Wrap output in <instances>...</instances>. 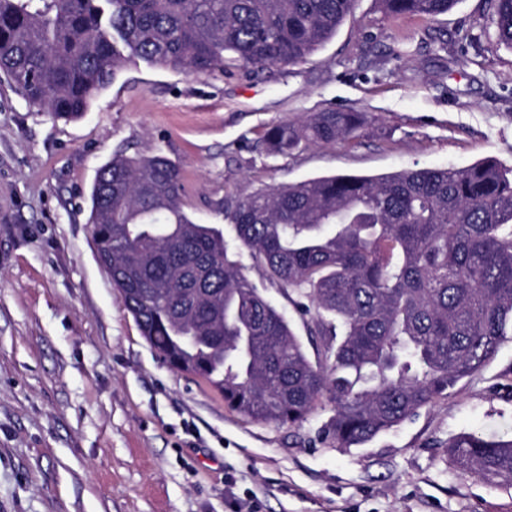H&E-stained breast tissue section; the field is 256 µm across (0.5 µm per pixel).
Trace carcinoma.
<instances>
[{"label":"carcinoma","instance_id":"obj_1","mask_svg":"<svg viewBox=\"0 0 512 512\" xmlns=\"http://www.w3.org/2000/svg\"><path fill=\"white\" fill-rule=\"evenodd\" d=\"M436 19L460 0H377ZM355 0H0V72L58 121L82 118L134 59L186 74L298 64L333 38ZM512 49V0H491ZM366 115L314 112L265 133L266 147L333 144ZM97 256L142 335L172 368L205 379L257 422L302 423L361 445L488 364L512 337V166L337 174L261 190L224 210L235 245L291 289L327 339L309 361L288 318L231 258L224 234L184 210L180 168L160 153L98 171ZM447 461L512 481V439L463 433Z\"/></svg>","mask_w":512,"mask_h":512}]
</instances>
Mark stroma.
Here are the masks:
<instances>
[{"mask_svg": "<svg viewBox=\"0 0 512 512\" xmlns=\"http://www.w3.org/2000/svg\"><path fill=\"white\" fill-rule=\"evenodd\" d=\"M342 108L366 114L358 138L265 150L271 125ZM155 152L180 166L185 211L228 240L225 207L263 189L510 166L512 50L488 0L435 21L357 0L302 63L191 75L129 61L75 121L52 120L0 73V512H512V482L445 461L459 434L512 438V339L448 398L351 448L323 438L329 407L299 425L255 422L162 363L88 222L98 169ZM240 261L320 359L294 293Z\"/></svg>", "mask_w": 512, "mask_h": 512, "instance_id": "1", "label": "stroma"}]
</instances>
